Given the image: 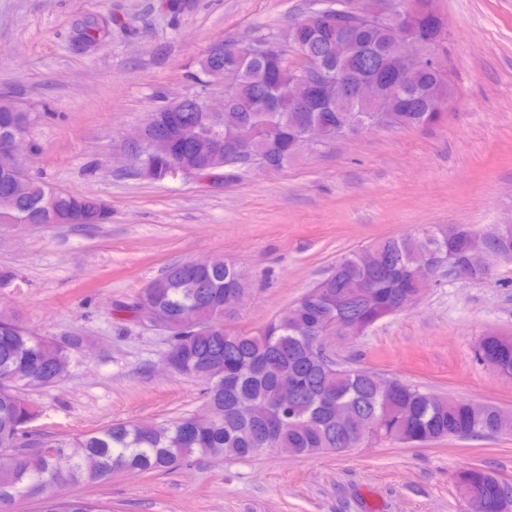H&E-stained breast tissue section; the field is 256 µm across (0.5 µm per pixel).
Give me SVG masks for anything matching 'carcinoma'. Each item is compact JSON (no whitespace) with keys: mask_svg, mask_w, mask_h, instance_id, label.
<instances>
[{"mask_svg":"<svg viewBox=\"0 0 512 512\" xmlns=\"http://www.w3.org/2000/svg\"><path fill=\"white\" fill-rule=\"evenodd\" d=\"M444 24L438 15L423 16L417 35L431 38ZM352 33L347 50L336 55V33L311 28L298 20L292 24L297 42L335 69L336 74L354 73L361 78L378 75L383 59L401 36L362 22L348 23ZM109 35L104 20L91 19L76 29L74 41L85 48ZM236 43L199 60L198 75L207 69L224 71V84L235 86L243 96L275 98L269 112H234L233 120L211 115L202 128L198 151L182 154L174 144L166 166L181 165L199 176H232L247 170L244 157L229 163L214 144H226L243 127L263 125L272 130L268 139L255 141L274 168L293 160L295 136L309 123L343 125L359 117L358 107L315 108L296 112L291 102L272 91L288 89L286 52L242 59ZM450 79L431 71L411 68L395 86L392 112L384 118L388 128L433 125L443 116L428 109L429 92H448ZM192 109L169 108L152 112L146 120L148 133L175 131L183 121L195 122ZM30 114L14 111V103L0 100V158L6 156L8 137L19 125L28 126ZM12 192V224H34L58 214L74 224H103L100 201L91 196L62 195L45 182L32 178L14 181L0 162V194ZM374 265L367 268L350 253L313 284L283 315L262 330L233 332L226 327L224 300L246 296L232 264L191 269V260L170 265L143 289L157 318L170 328L165 354L174 371L204 385V399L211 417L196 421L190 414L163 419L143 427L118 422L73 437L42 438L28 432L27 421L36 413L22 397L26 390L48 389L59 383L58 369L82 349L81 336H45L23 324L17 314L0 312V512L18 498L38 497L42 512H104L93 499L69 496L72 485H100L112 473L136 470L164 474L209 458L247 459L262 453L273 442L285 454L310 456L343 455L353 448L348 426L337 416L349 412L372 419L382 426L378 438L402 443H424L448 437L512 435V412L493 405H469L424 391L393 379L387 394L379 386V374L337 361L320 346L322 331L341 321L369 328L398 312L419 293L410 269L426 250L451 257L472 280L492 276V257L512 252V237H487L472 244L461 224L439 225L417 235L381 239ZM372 290L376 299L365 300ZM478 356L500 375L512 378V338L483 339ZM293 395L288 408L280 406L283 386ZM457 483L470 508L491 493H501L512 502V487L492 474L472 468L460 472Z\"/></svg>","mask_w":512,"mask_h":512,"instance_id":"1","label":"carcinoma"}]
</instances>
